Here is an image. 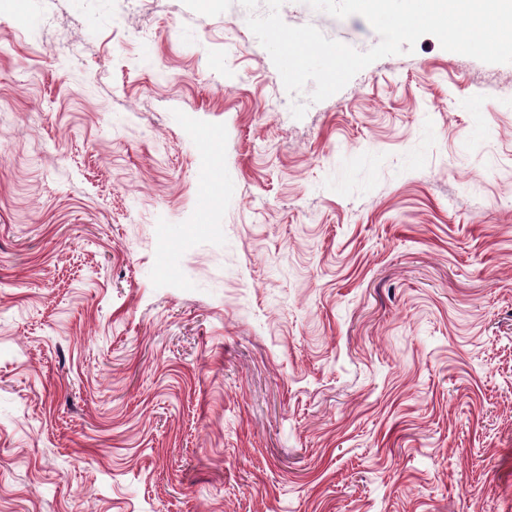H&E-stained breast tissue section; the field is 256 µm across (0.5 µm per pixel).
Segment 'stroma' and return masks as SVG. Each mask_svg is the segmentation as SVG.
Here are the masks:
<instances>
[{"mask_svg": "<svg viewBox=\"0 0 512 512\" xmlns=\"http://www.w3.org/2000/svg\"><path fill=\"white\" fill-rule=\"evenodd\" d=\"M267 11L0 14V512H512V64Z\"/></svg>", "mask_w": 512, "mask_h": 512, "instance_id": "obj_1", "label": "stroma"}]
</instances>
